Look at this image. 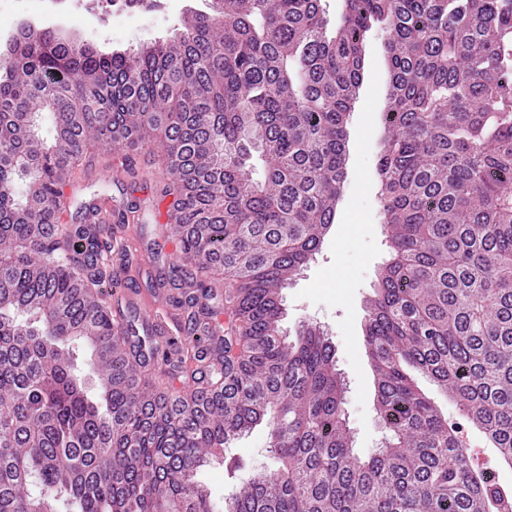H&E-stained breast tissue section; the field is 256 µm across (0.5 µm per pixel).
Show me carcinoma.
<instances>
[{
	"label": "carcinoma",
	"mask_w": 512,
	"mask_h": 512,
	"mask_svg": "<svg viewBox=\"0 0 512 512\" xmlns=\"http://www.w3.org/2000/svg\"><path fill=\"white\" fill-rule=\"evenodd\" d=\"M387 33L376 179L389 258L364 324L379 421L361 457L320 326L282 328L347 176L370 33ZM163 158L172 268L226 327L148 339L205 382L142 380L116 272L59 223L112 144ZM422 376L512 466V0H207L173 35L105 53L24 27L0 50V512H214L197 479L267 422L278 467L224 512H512Z\"/></svg>",
	"instance_id": "cac0c4a2"
}]
</instances>
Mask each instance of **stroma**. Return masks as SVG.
<instances>
[{
    "instance_id": "35a3bbf8",
    "label": "stroma",
    "mask_w": 512,
    "mask_h": 512,
    "mask_svg": "<svg viewBox=\"0 0 512 512\" xmlns=\"http://www.w3.org/2000/svg\"><path fill=\"white\" fill-rule=\"evenodd\" d=\"M203 8L204 0H160L151 10H129L101 0H0V46L24 22L61 31H93L101 49L126 48L169 37L188 7ZM383 32L376 31L366 46V68L360 96L350 122L347 178L335 220L313 261L283 291L286 315L282 329L295 334L311 322L327 333L336 367L345 380L343 410L354 434L355 453L365 456L378 448L385 435L374 396V376L364 341L366 307L378 272L388 257L387 228L382 222L375 164L382 136L380 109L387 91ZM123 156L121 179L102 173L83 181L70 202L71 214L83 215L90 195L122 198L141 193L159 195L146 153L124 144L113 145ZM433 398L449 420L459 423L472 464L493 469L499 485L512 489V467L497 464L483 435L463 422L457 404L441 393ZM270 429L253 427L234 441L227 457L244 460L251 471L273 468Z\"/></svg>"
}]
</instances>
